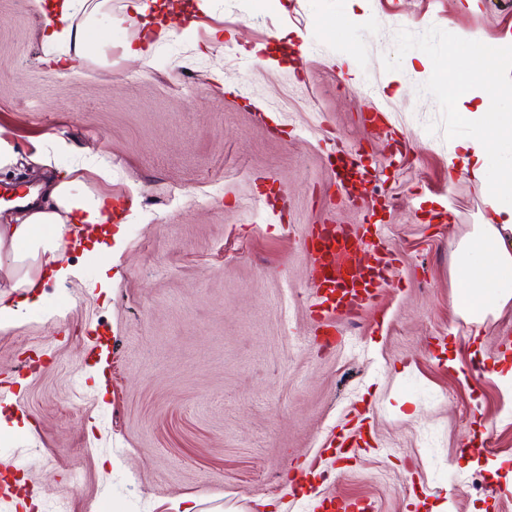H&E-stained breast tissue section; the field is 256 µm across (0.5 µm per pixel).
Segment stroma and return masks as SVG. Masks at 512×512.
<instances>
[{
	"label": "stroma",
	"mask_w": 512,
	"mask_h": 512,
	"mask_svg": "<svg viewBox=\"0 0 512 512\" xmlns=\"http://www.w3.org/2000/svg\"><path fill=\"white\" fill-rule=\"evenodd\" d=\"M112 0L109 64L44 62L47 18L0 0V137L25 183L108 165L87 184L123 226L113 255L70 250L80 275L44 289L56 321L0 334V512H512V304L483 335L454 308V251L490 215L448 165L482 113L512 115V9L499 0H157L176 37L147 57ZM501 94L477 92L484 63ZM475 90L460 101L456 89ZM379 113L377 124L363 122ZM368 171L363 219L328 201L331 161ZM46 154L49 165L35 163ZM368 222L396 261L377 300L322 347V289L304 237ZM359 440L337 459L340 438Z\"/></svg>",
	"instance_id": "stroma-1"
}]
</instances>
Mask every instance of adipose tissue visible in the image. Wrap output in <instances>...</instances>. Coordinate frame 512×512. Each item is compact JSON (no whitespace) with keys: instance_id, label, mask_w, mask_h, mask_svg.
Here are the masks:
<instances>
[{"instance_id":"ef3b65f1","label":"adipose tissue","mask_w":512,"mask_h":512,"mask_svg":"<svg viewBox=\"0 0 512 512\" xmlns=\"http://www.w3.org/2000/svg\"><path fill=\"white\" fill-rule=\"evenodd\" d=\"M34 4L50 12L54 22L43 33V42L67 47L64 56L48 58L55 70L90 58L89 30L112 16V0H34ZM459 147L449 157V165L491 186L492 214L459 244L454 266L460 286L455 308L480 326L489 312L512 302V157L491 165L493 142L485 134L463 140ZM49 197V203L28 208L15 223L0 224V258L10 261L0 277V332L16 326L25 309L39 310L45 319H52L54 312L44 307L41 288L48 275L59 283L78 276L66 257L72 226L95 229L112 221L103 199L81 177L53 184Z\"/></svg>"}]
</instances>
